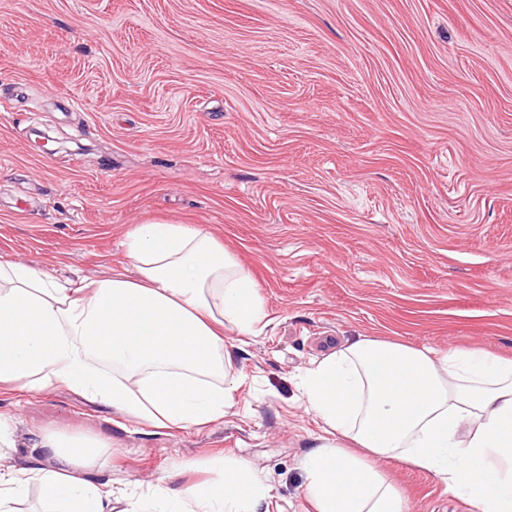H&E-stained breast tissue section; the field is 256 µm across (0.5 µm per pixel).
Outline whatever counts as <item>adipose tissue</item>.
<instances>
[{
  "label": "adipose tissue",
  "mask_w": 512,
  "mask_h": 512,
  "mask_svg": "<svg viewBox=\"0 0 512 512\" xmlns=\"http://www.w3.org/2000/svg\"><path fill=\"white\" fill-rule=\"evenodd\" d=\"M124 246L130 277L62 281L0 261V388L61 384L158 429L222 420L239 388L224 331L258 335L256 283L191 224L148 221ZM301 388L324 424L322 444L302 463L315 512H406L375 457L435 474L476 512H512L511 359L361 338L307 370ZM105 446L44 437L53 467L0 469V512H17L34 486L52 512H114L113 491L87 477ZM204 467L206 479L181 489L159 482L125 496L124 512H257L272 497L247 464L218 456Z\"/></svg>",
  "instance_id": "1"
}]
</instances>
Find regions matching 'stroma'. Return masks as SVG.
Here are the masks:
<instances>
[{"label": "stroma", "mask_w": 512, "mask_h": 512, "mask_svg": "<svg viewBox=\"0 0 512 512\" xmlns=\"http://www.w3.org/2000/svg\"><path fill=\"white\" fill-rule=\"evenodd\" d=\"M147 221L209 230L260 290V334L224 333L234 406L157 430L61 385L1 388L0 467L90 435L112 491L221 454L272 487L267 512H311L314 364L362 337L512 358V0H0V259L123 273ZM373 464L408 512H475Z\"/></svg>", "instance_id": "stroma-1"}]
</instances>
